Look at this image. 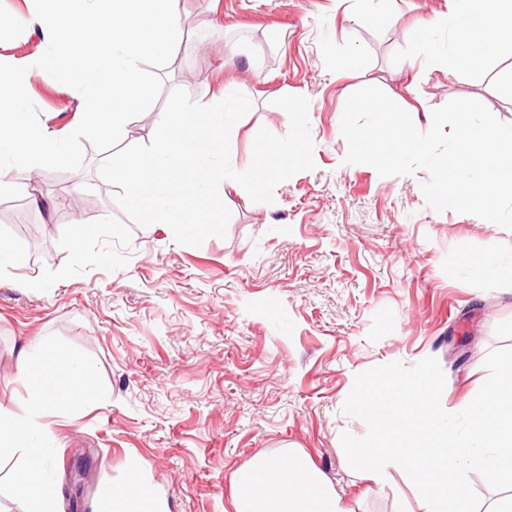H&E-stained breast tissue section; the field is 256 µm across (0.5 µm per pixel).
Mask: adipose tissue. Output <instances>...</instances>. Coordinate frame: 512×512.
<instances>
[{
	"label": "adipose tissue",
	"instance_id": "1",
	"mask_svg": "<svg viewBox=\"0 0 512 512\" xmlns=\"http://www.w3.org/2000/svg\"><path fill=\"white\" fill-rule=\"evenodd\" d=\"M472 28L493 31L500 42L512 43V0H478L471 11ZM28 418L0 417V447L23 446L32 417L53 404L76 406L95 396L92 375L77 368L61 351L46 347L30 360L24 375ZM47 461L39 449L28 450L26 467L14 480L16 493L30 505V512H57L61 486L43 477ZM239 493L235 512H350L324 479L311 471L298 454L287 460L260 459L235 476ZM97 512H164L160 499L139 479L110 492L98 501Z\"/></svg>",
	"mask_w": 512,
	"mask_h": 512
}]
</instances>
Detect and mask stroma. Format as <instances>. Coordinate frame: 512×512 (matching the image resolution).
Returning a JSON list of instances; mask_svg holds the SVG:
<instances>
[{"label": "stroma", "instance_id": "stroma-1", "mask_svg": "<svg viewBox=\"0 0 512 512\" xmlns=\"http://www.w3.org/2000/svg\"><path fill=\"white\" fill-rule=\"evenodd\" d=\"M178 17L163 93L252 100L230 137L239 171L259 128L289 129L274 99L306 96L316 167L280 183L270 204L221 189L226 235L199 246L127 219L92 145L81 173L39 169L46 195L82 176L84 204L74 213L0 200V239L23 257L0 262V413H26L21 349L56 344L94 373L98 399L48 410L49 434L26 439L61 479L63 512H93L134 461L167 512H232L236 472L291 449L351 512H398L412 488L397 467L384 484L350 468L340 438L367 425L343 404L357 374L427 357L445 375L442 405L477 394L488 352L512 347V282L475 273L471 260L493 252L512 263V230L434 210L427 171L382 177L345 163L344 105L375 85L423 132L433 109L459 98L512 124V45L473 62L451 52L471 30L459 0H386L379 17L361 0H179ZM346 55L359 61L348 74L336 65ZM29 96L57 136L75 128L82 101L64 84L31 78ZM78 221L92 230L79 263L69 246ZM25 463L0 452V512H28L12 491Z\"/></svg>", "mask_w": 512, "mask_h": 512}]
</instances>
